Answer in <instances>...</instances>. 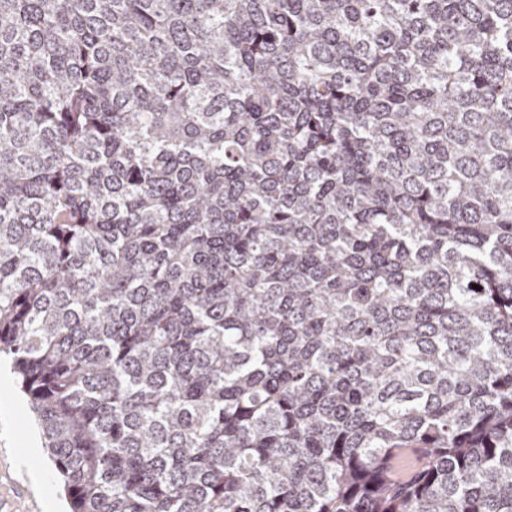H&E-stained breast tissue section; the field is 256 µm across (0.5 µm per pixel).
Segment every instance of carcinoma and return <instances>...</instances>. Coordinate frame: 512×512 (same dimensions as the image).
<instances>
[{
    "label": "carcinoma",
    "instance_id": "1",
    "mask_svg": "<svg viewBox=\"0 0 512 512\" xmlns=\"http://www.w3.org/2000/svg\"><path fill=\"white\" fill-rule=\"evenodd\" d=\"M69 512H512V0H0V354Z\"/></svg>",
    "mask_w": 512,
    "mask_h": 512
}]
</instances>
